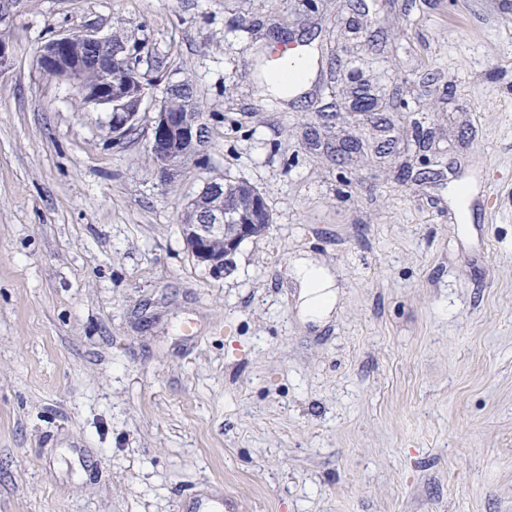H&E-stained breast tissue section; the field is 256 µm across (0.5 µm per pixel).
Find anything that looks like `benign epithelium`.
<instances>
[{
  "instance_id": "obj_1",
  "label": "benign epithelium",
  "mask_w": 512,
  "mask_h": 512,
  "mask_svg": "<svg viewBox=\"0 0 512 512\" xmlns=\"http://www.w3.org/2000/svg\"><path fill=\"white\" fill-rule=\"evenodd\" d=\"M81 39L84 44L99 47V56L94 60L98 73L95 83L83 82L82 73L89 61L81 55L70 33L55 34L45 41L37 56L38 68L44 73L66 68L59 80L71 85L84 102L111 110L112 141L120 142L136 127L148 95L149 83L141 72V46L114 45L95 28L83 30ZM177 88L176 84L167 85L164 100L152 120L150 153L165 183L171 181L180 166V157L188 152L200 155L206 139L205 116L191 119L170 110L169 99ZM183 235L193 258L220 276L228 269L239 244L251 237L252 225L239 222L233 209L224 204V184L209 181L191 202Z\"/></svg>"
}]
</instances>
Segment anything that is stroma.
<instances>
[{"instance_id":"1","label":"stroma","mask_w":512,"mask_h":512,"mask_svg":"<svg viewBox=\"0 0 512 512\" xmlns=\"http://www.w3.org/2000/svg\"><path fill=\"white\" fill-rule=\"evenodd\" d=\"M90 27L166 62L117 144L36 64ZM0 39V512H512V0H16ZM170 81L210 135L166 184ZM226 177L272 222L217 277L181 222ZM289 82H281L280 77L268 76L266 79V92L279 97H288L290 93H297L309 70V60L301 57L286 59L282 68ZM293 274L302 288L303 308L313 318L322 319L331 310L335 301L332 274L317 267L311 260H299Z\"/></svg>"}]
</instances>
